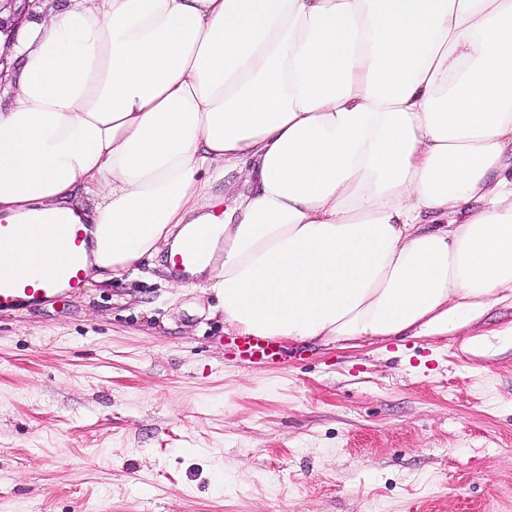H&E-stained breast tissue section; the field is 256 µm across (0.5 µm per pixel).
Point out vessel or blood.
Segmentation results:
<instances>
[{
    "mask_svg": "<svg viewBox=\"0 0 512 512\" xmlns=\"http://www.w3.org/2000/svg\"><path fill=\"white\" fill-rule=\"evenodd\" d=\"M85 239L86 235L80 225H68L66 246L71 254L68 265L51 270L37 280L0 279V310L16 307L25 297L37 305L80 288L83 283L81 253ZM234 346L241 358L252 362H273L279 355L277 342L265 336H241L235 339Z\"/></svg>",
    "mask_w": 512,
    "mask_h": 512,
    "instance_id": "obj_1",
    "label": "vessel or blood"
}]
</instances>
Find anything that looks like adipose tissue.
<instances>
[{
    "instance_id": "adipose-tissue-1",
    "label": "adipose tissue",
    "mask_w": 512,
    "mask_h": 512,
    "mask_svg": "<svg viewBox=\"0 0 512 512\" xmlns=\"http://www.w3.org/2000/svg\"><path fill=\"white\" fill-rule=\"evenodd\" d=\"M34 11L0 107V277L64 261L51 221L81 199L86 275L197 242L239 335L438 336L512 300V0Z\"/></svg>"
}]
</instances>
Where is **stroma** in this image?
<instances>
[{
    "instance_id": "stroma-1",
    "label": "stroma",
    "mask_w": 512,
    "mask_h": 512,
    "mask_svg": "<svg viewBox=\"0 0 512 512\" xmlns=\"http://www.w3.org/2000/svg\"><path fill=\"white\" fill-rule=\"evenodd\" d=\"M164 258L0 311V512H512V344L232 353Z\"/></svg>"
}]
</instances>
